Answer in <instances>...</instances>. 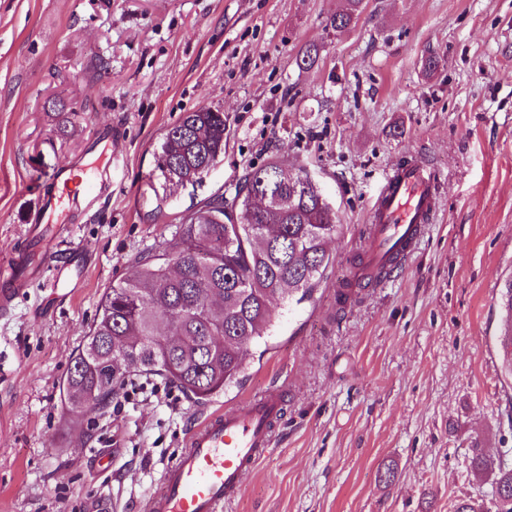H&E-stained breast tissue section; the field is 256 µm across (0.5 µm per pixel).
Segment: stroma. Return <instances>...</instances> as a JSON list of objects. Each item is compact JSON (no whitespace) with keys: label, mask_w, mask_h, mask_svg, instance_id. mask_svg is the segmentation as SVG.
I'll return each instance as SVG.
<instances>
[{"label":"stroma","mask_w":512,"mask_h":512,"mask_svg":"<svg viewBox=\"0 0 512 512\" xmlns=\"http://www.w3.org/2000/svg\"><path fill=\"white\" fill-rule=\"evenodd\" d=\"M344 5L0 0V262L26 240L45 175L102 135L112 150L108 194L69 214L83 267H44L0 315V512H96L103 499L142 512L199 420L274 386L273 449L223 512L491 507L492 479L470 457L477 445L512 467L497 343L512 273V0H366L338 34L329 21ZM311 43L319 58L300 68ZM209 108L224 112V155L172 184L159 143L182 113ZM409 151L440 182L437 220L385 287L339 303L370 203ZM273 160L306 169L339 224L312 298L275 303L242 384L205 404L131 369L104 418L66 423L62 382L105 289Z\"/></svg>","instance_id":"obj_1"}]
</instances>
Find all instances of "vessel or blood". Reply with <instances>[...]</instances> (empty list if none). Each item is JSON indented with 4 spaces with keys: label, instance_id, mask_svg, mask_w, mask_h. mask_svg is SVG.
Returning <instances> with one entry per match:
<instances>
[{
    "label": "vessel or blood",
    "instance_id": "obj_1",
    "mask_svg": "<svg viewBox=\"0 0 512 512\" xmlns=\"http://www.w3.org/2000/svg\"><path fill=\"white\" fill-rule=\"evenodd\" d=\"M49 182L65 194L40 192L39 218L54 223L62 199L78 206L105 192L108 175L98 165H60ZM439 206V190L430 166L417 156L393 168L372 202L364 243L363 285L383 286L391 274L409 263ZM24 250L9 260L10 272L0 277V313H8L26 284L21 268ZM279 390L216 410L202 418L185 448L165 470L162 491L152 496L147 512H221L226 499L237 494L244 476L272 446V427L281 417Z\"/></svg>",
    "mask_w": 512,
    "mask_h": 512
}]
</instances>
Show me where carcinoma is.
<instances>
[{
	"instance_id": "cac0c4a2",
	"label": "carcinoma",
	"mask_w": 512,
	"mask_h": 512,
	"mask_svg": "<svg viewBox=\"0 0 512 512\" xmlns=\"http://www.w3.org/2000/svg\"><path fill=\"white\" fill-rule=\"evenodd\" d=\"M362 10L363 0H346L330 27L349 28ZM222 155L224 112L205 109L167 129L158 162L189 181ZM302 179L307 187L295 195L261 194L265 185ZM337 228L304 169L278 161L248 171L232 201L210 200L184 215L172 252L138 258L133 277L105 290L63 383L69 413L104 408L127 366L162 376L197 403L239 384L244 350L270 336L271 300L311 299ZM470 466L512 492V469L495 466L483 449L473 448Z\"/></svg>"
}]
</instances>
